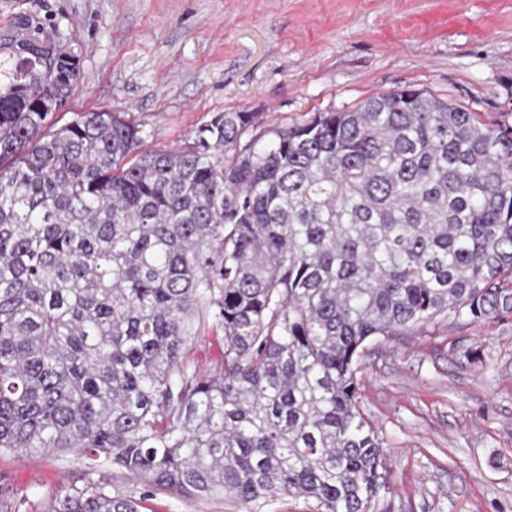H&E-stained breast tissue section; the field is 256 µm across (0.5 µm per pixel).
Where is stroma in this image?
I'll return each instance as SVG.
<instances>
[{
  "label": "stroma",
  "mask_w": 512,
  "mask_h": 512,
  "mask_svg": "<svg viewBox=\"0 0 512 512\" xmlns=\"http://www.w3.org/2000/svg\"><path fill=\"white\" fill-rule=\"evenodd\" d=\"M22 13L81 51L60 121L127 112L148 150L183 145L216 112L274 127L404 87L512 127V0H0V34ZM222 347L206 331L183 365L210 374ZM359 363L386 459L373 512H512V313L379 336ZM107 479L113 493H147L145 512H237L221 496ZM88 481L76 453L1 450L0 512H48Z\"/></svg>",
  "instance_id": "35a3bbf8"
}]
</instances>
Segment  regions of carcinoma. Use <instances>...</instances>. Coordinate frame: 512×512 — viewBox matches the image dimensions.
<instances>
[{
  "instance_id": "cac0c4a2",
  "label": "carcinoma",
  "mask_w": 512,
  "mask_h": 512,
  "mask_svg": "<svg viewBox=\"0 0 512 512\" xmlns=\"http://www.w3.org/2000/svg\"><path fill=\"white\" fill-rule=\"evenodd\" d=\"M0 38V448L90 473L371 512L382 441L359 402L373 336L512 312V127L414 88L242 142L216 112L144 150L126 112L56 118L80 51ZM222 330L220 369L182 368ZM50 512H142L106 480Z\"/></svg>"
}]
</instances>
